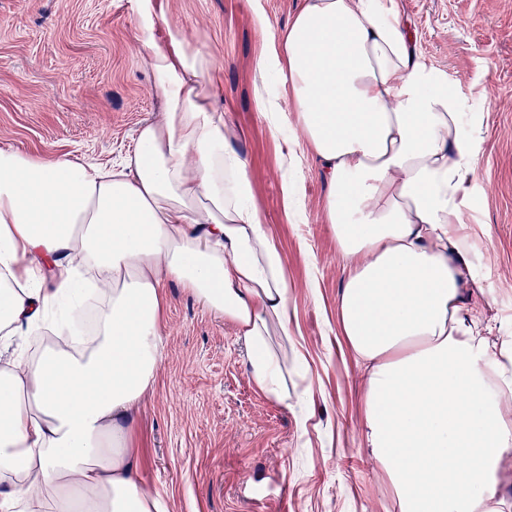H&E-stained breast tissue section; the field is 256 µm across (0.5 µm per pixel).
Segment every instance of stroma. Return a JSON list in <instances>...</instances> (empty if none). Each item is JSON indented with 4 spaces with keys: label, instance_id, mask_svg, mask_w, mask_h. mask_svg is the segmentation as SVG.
<instances>
[{
    "label": "stroma",
    "instance_id": "1",
    "mask_svg": "<svg viewBox=\"0 0 512 512\" xmlns=\"http://www.w3.org/2000/svg\"><path fill=\"white\" fill-rule=\"evenodd\" d=\"M306 0H170V19L215 62L210 76L246 159L254 199L288 264L292 335L307 374L288 402L251 384L233 325L170 285L164 348L140 412L139 478L168 512H396L360 438V370L336 334L344 277L324 224L327 185L278 77L258 65ZM422 57L482 126L469 217L476 304L488 340H512V0H398ZM268 19L267 32L254 24ZM132 0H0V143L108 166L158 118ZM286 117L272 135L257 84ZM301 205L287 210L283 188ZM305 428H298L299 417Z\"/></svg>",
    "mask_w": 512,
    "mask_h": 512
}]
</instances>
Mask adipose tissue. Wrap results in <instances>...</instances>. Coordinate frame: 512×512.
Wrapping results in <instances>:
<instances>
[{
    "instance_id": "adipose-tissue-1",
    "label": "adipose tissue",
    "mask_w": 512,
    "mask_h": 512,
    "mask_svg": "<svg viewBox=\"0 0 512 512\" xmlns=\"http://www.w3.org/2000/svg\"><path fill=\"white\" fill-rule=\"evenodd\" d=\"M134 5L163 103L134 151L106 168L0 144V512H168L140 484L138 417L169 283L233 324L253 386L288 400L286 263L205 82L214 62L167 24V0ZM260 68L281 75L328 186L363 447L399 512H503L512 344H489L472 300L477 139L456 85L419 55L397 0H306ZM81 270L86 337L28 354Z\"/></svg>"
}]
</instances>
